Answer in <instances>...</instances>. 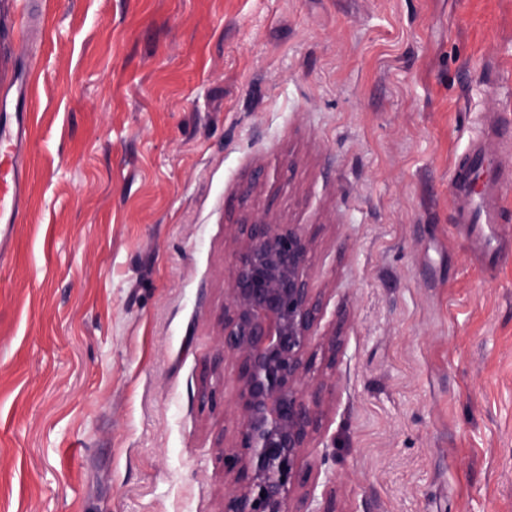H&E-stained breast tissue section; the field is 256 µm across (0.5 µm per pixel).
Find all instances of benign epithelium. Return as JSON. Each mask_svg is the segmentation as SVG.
Masks as SVG:
<instances>
[{
  "mask_svg": "<svg viewBox=\"0 0 512 512\" xmlns=\"http://www.w3.org/2000/svg\"><path fill=\"white\" fill-rule=\"evenodd\" d=\"M314 237L263 218L238 224L224 306V356L237 363L236 471L224 512H299L300 463L318 424L313 341L327 303L308 274Z\"/></svg>",
  "mask_w": 512,
  "mask_h": 512,
  "instance_id": "obj_1",
  "label": "benign epithelium"
}]
</instances>
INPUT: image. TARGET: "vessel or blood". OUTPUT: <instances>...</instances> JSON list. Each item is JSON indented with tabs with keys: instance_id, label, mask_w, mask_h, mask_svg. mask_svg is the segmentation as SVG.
I'll return each mask as SVG.
<instances>
[{
	"instance_id": "b4317fda",
	"label": "vessel or blood",
	"mask_w": 512,
	"mask_h": 512,
	"mask_svg": "<svg viewBox=\"0 0 512 512\" xmlns=\"http://www.w3.org/2000/svg\"><path fill=\"white\" fill-rule=\"evenodd\" d=\"M0 25L14 35L0 48V259L8 255L17 224L23 223L29 202L31 171L25 159L30 151L33 124L34 74L23 57L31 36L44 35V14L18 0H0ZM512 152V137L490 126L474 138L467 160L454 169L449 182L454 221L467 231L471 249L488 259L498 257L507 233L500 197L504 188L501 158Z\"/></svg>"
}]
</instances>
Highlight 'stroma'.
Wrapping results in <instances>:
<instances>
[{
    "mask_svg": "<svg viewBox=\"0 0 512 512\" xmlns=\"http://www.w3.org/2000/svg\"><path fill=\"white\" fill-rule=\"evenodd\" d=\"M41 3L0 512H224L255 218L313 235L327 302L307 512H512V243L476 258L449 195L485 117L512 125V0Z\"/></svg>",
    "mask_w": 512,
    "mask_h": 512,
    "instance_id": "35a3bbf8",
    "label": "stroma"
}]
</instances>
